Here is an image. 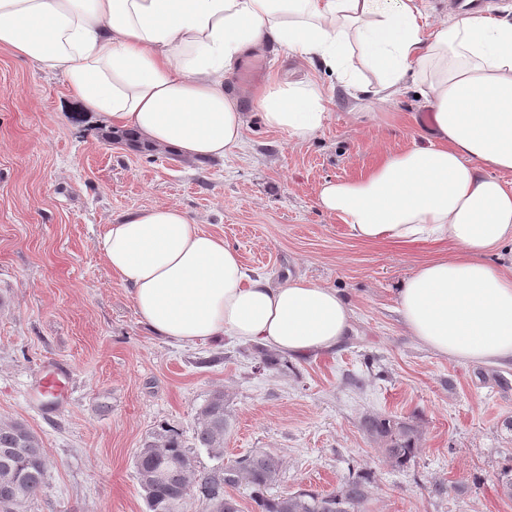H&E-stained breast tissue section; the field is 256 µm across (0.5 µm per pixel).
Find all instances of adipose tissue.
Returning a JSON list of instances; mask_svg holds the SVG:
<instances>
[{
    "instance_id": "adipose-tissue-1",
    "label": "adipose tissue",
    "mask_w": 512,
    "mask_h": 512,
    "mask_svg": "<svg viewBox=\"0 0 512 512\" xmlns=\"http://www.w3.org/2000/svg\"><path fill=\"white\" fill-rule=\"evenodd\" d=\"M421 0H0V46L64 77L72 96L116 132L201 162L242 146L247 115L227 81L275 45L351 83V49L388 102L418 71L425 142L384 156L364 177L328 180L316 203L364 241L450 244L397 294L407 330L462 363L512 359V275L483 257L512 243V19L459 13L424 36ZM310 79L269 81L260 119L290 141L328 118ZM140 321L181 344L231 336L301 357L335 348L353 312L302 277L249 276L223 237L158 205L106 225L98 240Z\"/></svg>"
}]
</instances>
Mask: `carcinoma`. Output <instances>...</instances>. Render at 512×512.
<instances>
[{
	"mask_svg": "<svg viewBox=\"0 0 512 512\" xmlns=\"http://www.w3.org/2000/svg\"><path fill=\"white\" fill-rule=\"evenodd\" d=\"M229 418L224 391L211 392L198 413L194 442L189 445L173 426H164L146 440L137 455L136 473L148 512H184L197 498L201 512H240L237 500L224 487L245 484L252 489L256 512H363L370 495V479L359 476L337 492L300 491L270 495L278 479L280 461L267 453L243 455L233 464L199 474L195 449L214 458L224 456ZM361 429L378 445L386 460L405 467L418 455L421 435L407 421L367 415ZM47 488V457L42 439L20 421L0 422V512H24L27 504Z\"/></svg>",
	"mask_w": 512,
	"mask_h": 512,
	"instance_id": "cac0c4a2",
	"label": "carcinoma"
}]
</instances>
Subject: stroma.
I'll return each instance as SVG.
<instances>
[{"mask_svg":"<svg viewBox=\"0 0 512 512\" xmlns=\"http://www.w3.org/2000/svg\"><path fill=\"white\" fill-rule=\"evenodd\" d=\"M233 88L251 116L244 149L198 162L111 143L77 110L64 80L0 47V421L26 422L49 460L46 494L26 512H147L136 457L161 426L192 441L197 412L223 389L224 457L197 449L210 472L255 452L278 457L271 492L328 493L370 473L366 512H512L499 476L512 465V363L438 355L410 336L396 292L447 244L350 237L316 205L321 183L357 178L421 142L428 113L414 92L354 100L320 67L279 48L250 58ZM322 84V130L295 144L267 131L255 92L271 74ZM177 204L222 235L247 269L281 283L302 276L336 289L353 311L336 348L260 370L254 347L176 344L139 321L130 291L98 247L104 225ZM69 370V398L44 413L40 385ZM398 418L421 433L408 467H392L360 427Z\"/></svg>","mask_w":512,"mask_h":512,"instance_id":"35a3bbf8","label":"stroma"}]
</instances>
